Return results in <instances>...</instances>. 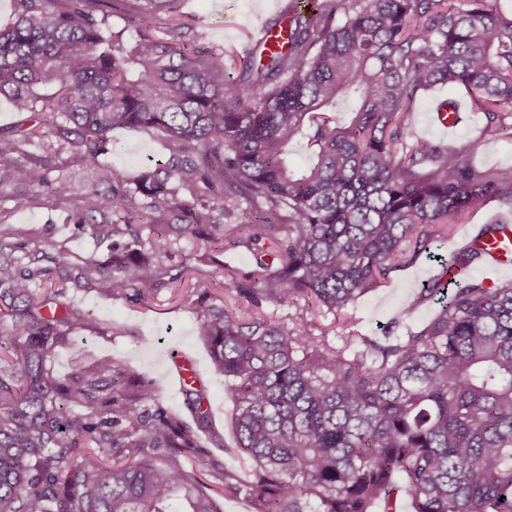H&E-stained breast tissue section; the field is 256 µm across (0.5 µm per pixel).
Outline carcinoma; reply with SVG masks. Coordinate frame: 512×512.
Masks as SVG:
<instances>
[{
	"label": "carcinoma",
	"mask_w": 512,
	"mask_h": 512,
	"mask_svg": "<svg viewBox=\"0 0 512 512\" xmlns=\"http://www.w3.org/2000/svg\"><path fill=\"white\" fill-rule=\"evenodd\" d=\"M184 0H13L0 25V95L25 116L0 127L1 200L30 208L67 151L95 186L69 215L112 243L51 269L46 247L0 225V512H223L218 488L186 470L210 455L199 378L183 389L194 424L152 395L127 364L76 361L57 376L51 350L97 321L67 284L110 299L180 287L167 241L189 234L193 257L247 303L186 297L197 335L236 405L240 479L211 462L224 496L254 512H512V283L471 275L486 253L467 243L430 253L477 202L512 212V174L469 166L416 136L418 92L464 87L483 132L512 131V9L500 0H313L268 24L279 43L239 54L203 44ZM343 13L342 20L336 15ZM122 15L133 30H114ZM351 102L342 122L330 113ZM162 139L166 161L130 177L112 166V130ZM314 160L291 169L288 145ZM155 244L147 249L142 232ZM244 246L255 268L217 255ZM23 256H17V253ZM442 273L422 289L434 316L383 342L341 344L304 319L259 312L303 300L340 313L421 254ZM27 264H22V259Z\"/></svg>",
	"instance_id": "obj_1"
}]
</instances>
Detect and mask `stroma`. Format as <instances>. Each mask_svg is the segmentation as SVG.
<instances>
[{
	"label": "stroma",
	"instance_id": "35a3bbf8",
	"mask_svg": "<svg viewBox=\"0 0 512 512\" xmlns=\"http://www.w3.org/2000/svg\"><path fill=\"white\" fill-rule=\"evenodd\" d=\"M288 0H185V11L191 12L204 27L210 45L243 51L253 42L258 27L266 24L285 8ZM467 101L464 90L439 86L419 92L411 105L408 121L416 134L436 144L461 153L464 159L482 170L512 172V138L503 134H483L479 114L468 113L466 122L448 137L432 131L426 116L436 98ZM167 150L151 135L133 129L112 132V164L125 173L145 165L166 160ZM72 201H60L43 192L34 205L24 211L12 210L10 203L0 202V225L7 224L28 234L47 239L51 248L47 267L56 261H73L92 257L108 261V243L97 241L89 233L76 232L66 218ZM497 200H486L472 210L466 223L457 225L453 235L432 243L430 250L449 256L464 245L480 225L502 217ZM436 262L420 258L416 263L392 272L384 283L361 296L353 307L341 314H324L308 308L305 303L292 306L263 304L262 311L270 319L284 325L305 319L325 331L331 344H339L349 330L364 336L379 338L403 335V328L394 324L401 308L412 307L411 324L429 321L435 312L433 302L421 299L425 284L439 274ZM75 305L91 313L99 323L96 333L79 332L71 344L56 346L47 364L55 374L66 375L75 359L92 364L103 357H119L138 374L142 383L152 390L157 401L178 414H186L182 391L176 389L172 376L176 364L183 359L198 363L201 381L210 407V430L201 443L210 448L226 469L247 477L251 465L234 451L232 418L235 405L224 392V376L213 366L206 344L196 334V315L173 288L162 287L146 302L124 298L105 299L95 291L70 289Z\"/></svg>",
	"mask_w": 512,
	"mask_h": 512
}]
</instances>
